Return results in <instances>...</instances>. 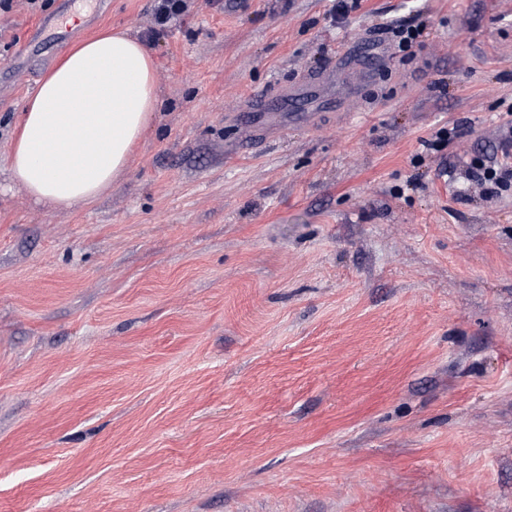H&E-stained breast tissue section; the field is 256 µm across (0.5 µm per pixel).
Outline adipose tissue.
<instances>
[{
	"label": "adipose tissue",
	"instance_id": "ef3b65f1",
	"mask_svg": "<svg viewBox=\"0 0 512 512\" xmlns=\"http://www.w3.org/2000/svg\"><path fill=\"white\" fill-rule=\"evenodd\" d=\"M159 82L151 52L124 32L82 42L25 106L10 174L38 204L93 202L126 168L148 128Z\"/></svg>",
	"mask_w": 512,
	"mask_h": 512
}]
</instances>
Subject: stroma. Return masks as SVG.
<instances>
[{"label": "stroma", "mask_w": 512, "mask_h": 512, "mask_svg": "<svg viewBox=\"0 0 512 512\" xmlns=\"http://www.w3.org/2000/svg\"><path fill=\"white\" fill-rule=\"evenodd\" d=\"M11 0L0 12V512H512V0ZM425 21L400 59L379 24ZM160 107L92 203L7 155L108 28ZM283 134L239 145L253 93ZM466 124L442 152L439 127ZM189 0H155L151 36L177 25L187 12ZM500 148L503 156L502 161H494L488 164L483 160L474 159L465 170V178L475 188L478 194L490 200L499 197L512 190V122L501 132ZM510 160V161H509Z\"/></svg>", "instance_id": "stroma-1"}]
</instances>
